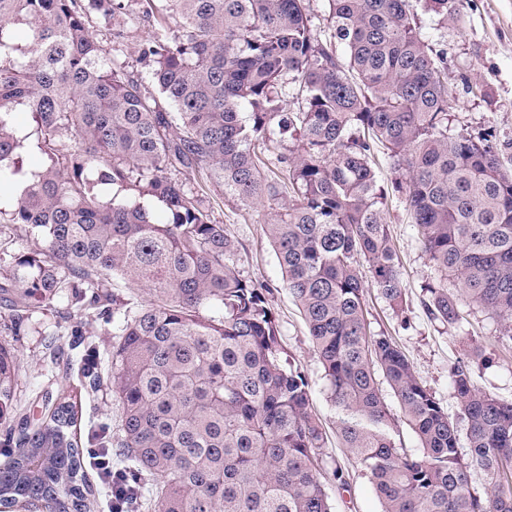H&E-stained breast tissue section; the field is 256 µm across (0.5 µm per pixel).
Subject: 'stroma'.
<instances>
[{
    "label": "stroma",
    "instance_id": "35a3bbf8",
    "mask_svg": "<svg viewBox=\"0 0 512 512\" xmlns=\"http://www.w3.org/2000/svg\"><path fill=\"white\" fill-rule=\"evenodd\" d=\"M463 23L445 30L448 86L456 99L448 112V131L473 133L493 127L501 138L512 141V0H462ZM182 179L202 188L214 218L223 224L238 257V267L248 279L266 284L280 327L284 348L305 372L311 387V407L327 433L324 484L336 512H381V504L367 471L339 443L335 432L336 411L327 382L313 352L308 331L284 287L283 271L263 223L269 208H249L225 198L195 172ZM390 230L406 289V305L396 310L377 293H364L367 319L373 331L392 336L417 374L445 408L455 401L450 395L449 370L453 363L468 364L474 383L495 396L512 398V344L499 338V321L479 307L462 304L460 324L447 325L426 314L424 284L434 270L410 223L399 194L388 195ZM18 355L19 390L23 399L51 387L79 392L82 400L80 436L83 447L93 448L92 434L117 433L121 408L109 388L85 389L78 372L53 375L45 348L46 337L31 333L7 339ZM341 481H334V474Z\"/></svg>",
    "mask_w": 512,
    "mask_h": 512
}]
</instances>
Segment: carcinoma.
<instances>
[{"label":"carcinoma","mask_w":512,"mask_h":512,"mask_svg":"<svg viewBox=\"0 0 512 512\" xmlns=\"http://www.w3.org/2000/svg\"><path fill=\"white\" fill-rule=\"evenodd\" d=\"M309 2L0 0V224L30 242L0 246V334L21 335L63 295L52 335L108 325L115 455L148 512H333L309 382L284 357L269 288L241 274L224 225L182 180L196 171L244 206H275L265 232L381 512H512V400L460 361L449 415L393 338L370 331L364 304L365 271L391 307L405 303L380 144L440 273L427 312L458 324L466 298L512 343V169L496 130L448 133L447 52L418 14L457 26L460 0H328L346 61ZM134 14L154 30L132 63ZM29 149L41 167H24ZM116 278L147 303L105 293ZM47 350L72 371L62 346ZM99 368L89 345L80 372L95 388ZM18 379L0 342V436L18 448L0 465V508L87 512L77 397L40 390L33 423ZM383 383L420 452L395 447Z\"/></svg>","instance_id":"obj_1"}]
</instances>
